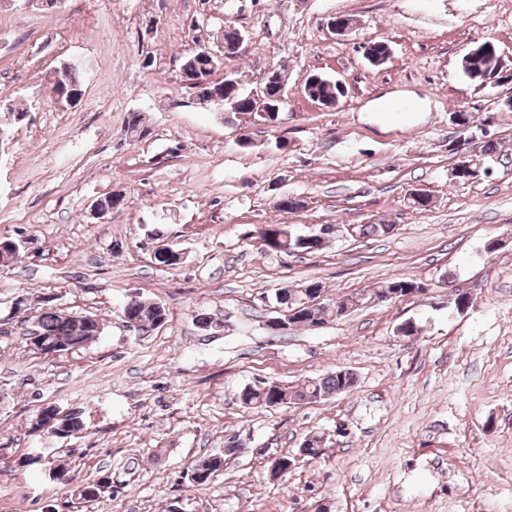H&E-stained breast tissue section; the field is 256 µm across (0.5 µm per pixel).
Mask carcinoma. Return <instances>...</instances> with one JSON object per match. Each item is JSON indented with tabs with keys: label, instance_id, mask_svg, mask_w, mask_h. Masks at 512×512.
<instances>
[{
	"label": "carcinoma",
	"instance_id": "carcinoma-1",
	"mask_svg": "<svg viewBox=\"0 0 512 512\" xmlns=\"http://www.w3.org/2000/svg\"><path fill=\"white\" fill-rule=\"evenodd\" d=\"M461 70L467 79L477 85H490L501 79L503 64L496 50L495 44L490 40L477 43V51L474 55L461 58ZM326 75H321V80L314 81L316 93L325 99L329 106L338 103L342 93L339 89H328ZM54 93L66 99L73 94L81 95L80 83L76 77V69L72 66L60 72L53 83ZM218 93H224L225 98H234L239 113L249 116L259 124L273 125V117L261 115L253 111L252 100L247 93L240 88L239 82L234 86H224L219 83L214 86ZM497 152V143L492 140L482 141L481 147L473 153L472 168L464 169L457 173L454 181L467 184L478 178L481 174L489 173L488 162ZM408 207L421 211L432 205V198L425 190H411L407 196ZM259 238L264 240L263 249L266 253L306 252L315 253L324 248L326 241L313 234L307 236L296 235L286 224H277L259 230ZM323 286L319 282H308L297 288H284L275 293L276 305L282 307L287 316L283 317L288 329L298 327H311L316 323H324L329 307L320 303H314V299L322 294ZM426 290V285L411 278H397L383 281L377 284L373 291L378 295L394 293L399 297L408 294L419 293ZM51 298L44 300V305L30 311V319L35 324V334L43 341L65 345L63 349L45 350L43 355L53 353L63 355L79 350L91 342L94 336L88 334V330L76 321L64 320L53 307L49 306ZM122 315L126 322L140 329H153L165 321L167 313L163 305L151 300H143L139 297L129 299L122 307ZM355 377L350 371L338 370L323 378L306 379L303 382L288 386L274 381H264L262 385L250 384L243 387L237 394V400L242 405L261 409L288 404H301L314 402L329 397L335 393L344 392L354 386ZM37 427L43 428L47 433L61 438H69L84 429L82 412L78 409L61 412L56 408L47 407L38 417ZM239 450L235 440L225 445L224 454L212 455L195 462L190 468L189 479L194 486H206L210 484L214 475L222 470L226 461Z\"/></svg>",
	"mask_w": 512,
	"mask_h": 512
}]
</instances>
